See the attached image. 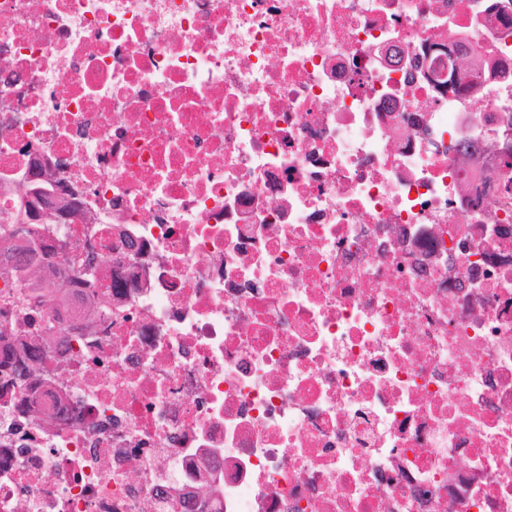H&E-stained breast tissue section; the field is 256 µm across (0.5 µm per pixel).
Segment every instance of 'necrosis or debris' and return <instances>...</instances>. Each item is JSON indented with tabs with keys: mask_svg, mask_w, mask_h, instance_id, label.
I'll list each match as a JSON object with an SVG mask.
<instances>
[{
	"mask_svg": "<svg viewBox=\"0 0 512 512\" xmlns=\"http://www.w3.org/2000/svg\"><path fill=\"white\" fill-rule=\"evenodd\" d=\"M510 112L512 0H0V175L115 248L0 512H512Z\"/></svg>",
	"mask_w": 512,
	"mask_h": 512,
	"instance_id": "necrosis-or-debris-1",
	"label": "necrosis or debris"
}]
</instances>
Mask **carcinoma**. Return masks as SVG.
<instances>
[{"label":"carcinoma","mask_w":512,"mask_h":512,"mask_svg":"<svg viewBox=\"0 0 512 512\" xmlns=\"http://www.w3.org/2000/svg\"><path fill=\"white\" fill-rule=\"evenodd\" d=\"M33 169L37 170L36 178L13 180L14 211L0 217V224L11 225L9 233L0 235V281L9 288L8 308L0 309V389L18 393L17 413L51 423L54 415L38 400L37 391L48 384L45 358L51 343L61 335L59 321L50 309L55 294L47 276V267L59 258L60 252L45 243L49 225L31 224L28 216L36 204L54 194L58 179L54 171H43L39 163ZM64 261L73 271L74 287L95 288L98 279L85 275L84 270L103 272L111 259L108 254L89 248L65 255ZM74 319L94 333L101 312L84 307L75 312Z\"/></svg>","instance_id":"1"}]
</instances>
